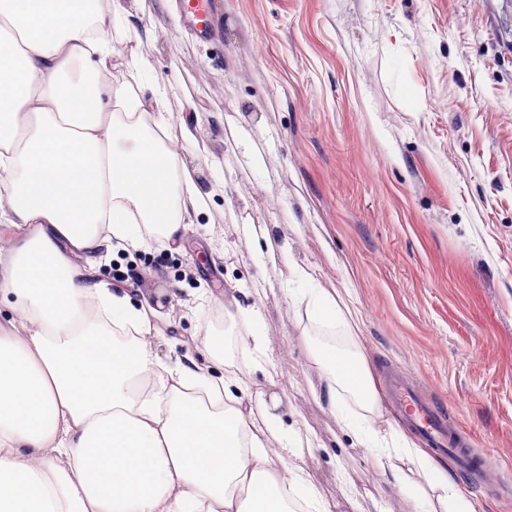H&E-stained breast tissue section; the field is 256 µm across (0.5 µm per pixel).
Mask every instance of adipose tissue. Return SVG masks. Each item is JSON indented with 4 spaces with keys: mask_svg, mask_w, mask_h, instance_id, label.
<instances>
[{
    "mask_svg": "<svg viewBox=\"0 0 512 512\" xmlns=\"http://www.w3.org/2000/svg\"><path fill=\"white\" fill-rule=\"evenodd\" d=\"M156 40L122 0H0V512H329L289 455L278 397L246 407L239 380L202 359L167 365L153 322L175 290L133 298L97 279V260L144 245L181 248L214 192L169 147L164 84L143 94L150 61L119 53L113 29ZM309 282L297 305L324 324L341 295ZM313 356L329 402L378 396L359 352Z\"/></svg>",
    "mask_w": 512,
    "mask_h": 512,
    "instance_id": "adipose-tissue-1",
    "label": "adipose tissue"
}]
</instances>
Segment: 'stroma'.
<instances>
[{"mask_svg": "<svg viewBox=\"0 0 512 512\" xmlns=\"http://www.w3.org/2000/svg\"><path fill=\"white\" fill-rule=\"evenodd\" d=\"M159 25L139 53L168 87L179 126L192 99L188 167L222 177L182 250L151 241L102 261L141 290L178 288L153 329L167 364L224 336V370L242 403L282 400V423L312 445L288 458L330 512H445L408 459L379 468L322 394L313 350L362 352L449 415L476 465L434 466L479 506L512 512V0H209L211 30L125 0ZM268 228L271 246L242 228ZM275 249L277 262L267 251ZM349 289L353 331L310 321L292 265ZM257 310L267 355L254 362L224 314Z\"/></svg>", "mask_w": 512, "mask_h": 512, "instance_id": "1", "label": "stroma"}]
</instances>
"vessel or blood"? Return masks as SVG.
I'll return each instance as SVG.
<instances>
[{
	"instance_id": "b4317fda",
	"label": "vessel or blood",
	"mask_w": 512,
	"mask_h": 512,
	"mask_svg": "<svg viewBox=\"0 0 512 512\" xmlns=\"http://www.w3.org/2000/svg\"><path fill=\"white\" fill-rule=\"evenodd\" d=\"M186 18L202 33H209L210 16L207 0H185ZM395 409L415 428L421 438L438 453L458 459L461 468H469L470 456L461 448L460 440L446 423L440 408L422 397L412 385L396 379L390 384Z\"/></svg>"
}]
</instances>
